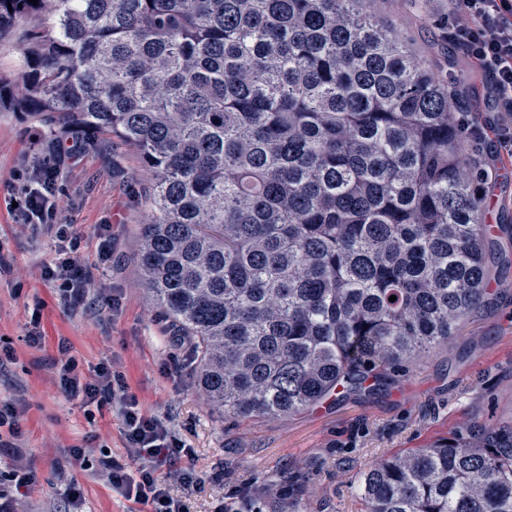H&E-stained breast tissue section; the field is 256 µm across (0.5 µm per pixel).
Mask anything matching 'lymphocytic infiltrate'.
<instances>
[{
    "label": "lymphocytic infiltrate",
    "mask_w": 512,
    "mask_h": 512,
    "mask_svg": "<svg viewBox=\"0 0 512 512\" xmlns=\"http://www.w3.org/2000/svg\"><path fill=\"white\" fill-rule=\"evenodd\" d=\"M462 14L448 19V39L471 64L489 80L493 111L512 116V0H460ZM81 144L69 140L58 144L42 162L17 173L20 184L14 220L19 224H39L56 239V258L44 267L42 276L53 281L61 298L73 305L92 303L115 310L118 294L101 289L95 276L80 262L81 236L73 225L62 221L58 205L57 174L62 160L80 153ZM58 371L59 386L80 407L103 409L117 404L124 425L130 463L105 455L98 465L113 492L127 501L146 507L147 512H189L175 484L196 481L187 463L194 451L159 418L145 415L135 395L126 393L119 374L100 365L93 377L80 370L67 342Z\"/></svg>",
    "instance_id": "1"
}]
</instances>
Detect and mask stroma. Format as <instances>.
I'll list each match as a JSON object with an SVG mask.
<instances>
[{"instance_id": "obj_1", "label": "stroma", "mask_w": 512, "mask_h": 512, "mask_svg": "<svg viewBox=\"0 0 512 512\" xmlns=\"http://www.w3.org/2000/svg\"><path fill=\"white\" fill-rule=\"evenodd\" d=\"M375 15L395 28L419 57L434 61L435 79L452 69L467 72L465 109L477 120L490 116V89L449 44L451 0H370ZM29 40L23 29L0 33V250L11 269L0 273V347L13 359L0 363V402H22L27 411L9 454L0 456V475L35 467L27 492L0 494V512H63L62 492L76 484L84 512H131L113 492L96 461L102 453L127 458L117 412L87 416L58 385V342L67 339L85 374L106 363L120 371L129 393L146 414L166 421L194 448L197 486L179 488L190 512H213L218 503L235 512L242 500L276 498L285 478L304 487L310 512H361L355 477L371 465L408 448L447 436L478 420L488 426L512 423V157L491 161L483 219L494 227L484 304L460 323L447 346L407 371L367 380L285 419L239 420L213 412L200 396L190 350L171 344L170 326L147 300L138 282L139 231L150 213L145 201L151 177L137 154L114 137L84 132L82 152L60 167L59 207L81 234V258L98 266L95 228L112 227V265L104 288L119 289L117 311L68 308L54 282L41 275L56 256L53 235L15 223L9 210L14 173L50 155L67 132L13 105L20 95ZM40 310L45 340L25 341L33 310ZM86 461L72 463L73 446Z\"/></svg>"}]
</instances>
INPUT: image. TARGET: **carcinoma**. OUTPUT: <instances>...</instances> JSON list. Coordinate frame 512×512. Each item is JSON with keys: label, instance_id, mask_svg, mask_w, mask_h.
<instances>
[{"label": "carcinoma", "instance_id": "carcinoma-1", "mask_svg": "<svg viewBox=\"0 0 512 512\" xmlns=\"http://www.w3.org/2000/svg\"><path fill=\"white\" fill-rule=\"evenodd\" d=\"M368 3L0 0L31 44L17 107L110 133L151 174L140 285L223 415L283 419L403 370L485 295L484 177L448 83ZM356 488L365 512H512V424ZM246 508L308 512L295 489Z\"/></svg>", "mask_w": 512, "mask_h": 512}]
</instances>
